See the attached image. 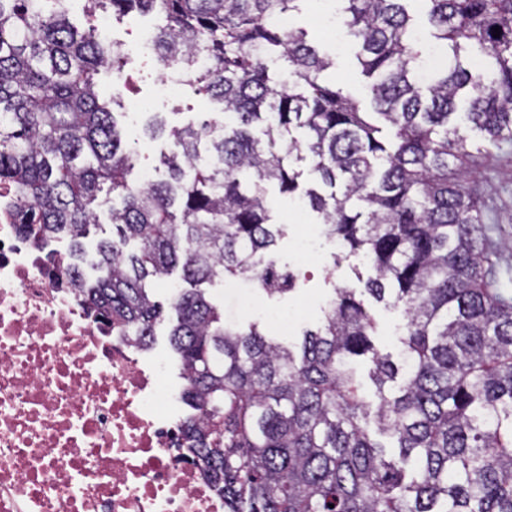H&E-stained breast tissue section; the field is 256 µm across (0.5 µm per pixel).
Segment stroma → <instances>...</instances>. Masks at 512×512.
<instances>
[{"mask_svg":"<svg viewBox=\"0 0 512 512\" xmlns=\"http://www.w3.org/2000/svg\"><path fill=\"white\" fill-rule=\"evenodd\" d=\"M288 25L307 29L311 43L332 59L333 65L325 73L327 80L338 83L361 102H368L367 81L357 63L356 49L336 18L334 0H301L298 10L289 15ZM125 72L131 89L125 94L124 138L136 143L141 166H155L159 153L172 151L174 142L169 138L152 141L142 137L137 103L148 102L150 111L166 114L170 124L179 126L199 121L217 109L216 104L188 87L173 95L160 94V71L150 58L133 56ZM472 178L480 189L486 214L499 226L500 239L512 243V154L492 150L490 158L483 160ZM267 200L274 221L284 230L270 257L279 265L300 271L295 289L271 298L252 283L228 277L209 285L210 298L229 323L262 324L266 311L283 309L293 318V330L316 327L334 288L363 289L371 270L359 256L334 261L336 246L333 240L324 237L315 215L295 206L276 187H268Z\"/></svg>","mask_w":512,"mask_h":512,"instance_id":"stroma-1","label":"stroma"}]
</instances>
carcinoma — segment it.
Listing matches in <instances>:
<instances>
[{
    "label": "carcinoma",
    "mask_w": 512,
    "mask_h": 512,
    "mask_svg": "<svg viewBox=\"0 0 512 512\" xmlns=\"http://www.w3.org/2000/svg\"><path fill=\"white\" fill-rule=\"evenodd\" d=\"M30 2L0 0V182L20 195L22 230L69 239L74 257L108 186L119 203L97 276L67 271L135 346L164 320L159 281L178 270L193 285L172 298L169 342L195 412L184 436L224 512H512V294L470 185L486 150L460 132L464 121L490 146L512 143V0H420L446 57L427 76L409 0H338L370 112L323 79L333 61L306 31L272 22L300 0H87L160 15L156 60L222 104L183 126L151 116L145 134L178 150L148 186L128 179L139 153L122 147L116 112L130 89L121 46L72 27L65 0ZM103 68L121 82L108 101ZM269 184L371 260L365 292L403 312L395 353L376 350L353 288L334 289L295 348L224 324L199 285L233 277L274 296L293 283L256 259L281 234Z\"/></svg>",
    "instance_id": "cac0c4a2"
}]
</instances>
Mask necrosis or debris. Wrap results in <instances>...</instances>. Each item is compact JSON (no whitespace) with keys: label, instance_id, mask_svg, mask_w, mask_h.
<instances>
[{"label":"necrosis or debris","instance_id":"1","mask_svg":"<svg viewBox=\"0 0 512 512\" xmlns=\"http://www.w3.org/2000/svg\"><path fill=\"white\" fill-rule=\"evenodd\" d=\"M14 201L0 189V512H224L168 360L96 316Z\"/></svg>","mask_w":512,"mask_h":512}]
</instances>
